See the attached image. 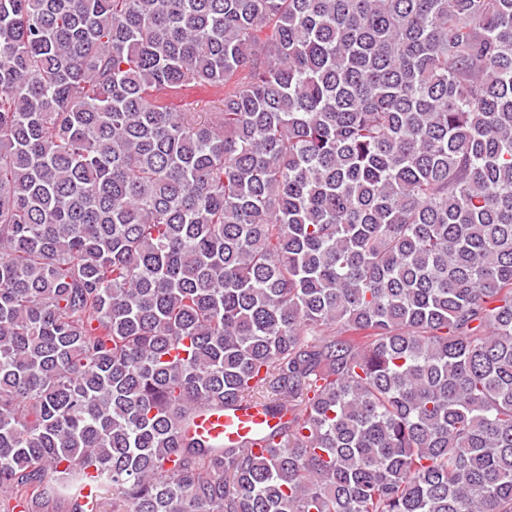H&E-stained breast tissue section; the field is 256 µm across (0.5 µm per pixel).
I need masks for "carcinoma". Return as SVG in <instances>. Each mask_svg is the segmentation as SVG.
I'll return each mask as SVG.
<instances>
[{
  "label": "carcinoma",
  "mask_w": 512,
  "mask_h": 512,
  "mask_svg": "<svg viewBox=\"0 0 512 512\" xmlns=\"http://www.w3.org/2000/svg\"><path fill=\"white\" fill-rule=\"evenodd\" d=\"M89 468L125 512H512V0H0V512H100ZM278 419L263 415L256 408L201 407L194 414V431L202 439L235 443L250 433L271 428Z\"/></svg>",
  "instance_id": "carcinoma-1"
}]
</instances>
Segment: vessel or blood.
Instances as JSON below:
<instances>
[{"label": "vessel or blood", "instance_id": "b4317fda", "mask_svg": "<svg viewBox=\"0 0 512 512\" xmlns=\"http://www.w3.org/2000/svg\"><path fill=\"white\" fill-rule=\"evenodd\" d=\"M274 418L263 415L255 408L203 407L194 415L197 436L217 442L235 443L250 433L275 426Z\"/></svg>", "mask_w": 512, "mask_h": 512}]
</instances>
